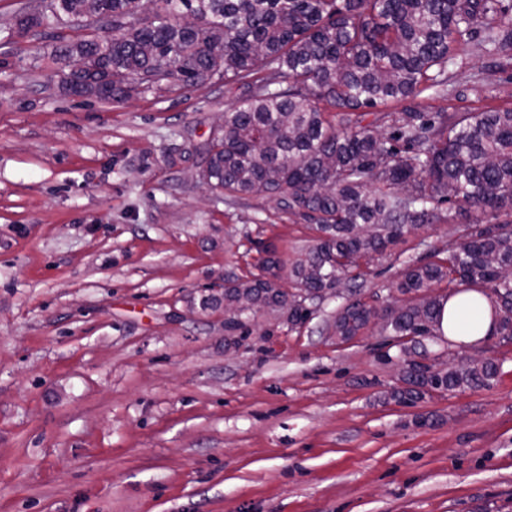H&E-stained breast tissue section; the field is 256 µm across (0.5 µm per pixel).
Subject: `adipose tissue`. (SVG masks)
<instances>
[{
	"label": "adipose tissue",
	"mask_w": 512,
	"mask_h": 512,
	"mask_svg": "<svg viewBox=\"0 0 512 512\" xmlns=\"http://www.w3.org/2000/svg\"><path fill=\"white\" fill-rule=\"evenodd\" d=\"M497 320L485 296L462 292L446 300L442 307L443 337L460 343H474L495 334Z\"/></svg>",
	"instance_id": "adipose-tissue-1"
}]
</instances>
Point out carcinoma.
I'll list each match as a JSON object with an SVG mask.
<instances>
[{
	"label": "carcinoma",
	"instance_id": "cac0c4a2",
	"mask_svg": "<svg viewBox=\"0 0 512 512\" xmlns=\"http://www.w3.org/2000/svg\"><path fill=\"white\" fill-rule=\"evenodd\" d=\"M112 19V39L58 36L59 56L79 57L85 97L121 100L130 92L237 82L240 106L224 113L203 169L205 183L229 196L278 201L317 233L305 258L288 264L265 250L258 274L224 286V310L281 308L292 278L307 299L322 297L345 276L350 288L336 315L343 341L377 319L400 339L410 360L398 398L483 386L497 373L487 363L466 370H420L424 344L403 339L441 335L443 300L482 293L498 316L497 335L512 340V108L482 112L387 114L388 130L364 123L365 108L414 100L450 80L449 67L472 46L503 71L512 65V0H44L25 7L19 31L75 29L73 19ZM197 20L185 23L186 15ZM329 102L331 115L319 106ZM480 216L448 242L441 263L406 266L403 306L379 313L358 295L364 266L402 236L405 226L443 219L442 205Z\"/></svg>",
	"mask_w": 512,
	"mask_h": 512
}]
</instances>
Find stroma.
I'll return each mask as SVG.
<instances>
[{
	"label": "stroma",
	"mask_w": 512,
	"mask_h": 512,
	"mask_svg": "<svg viewBox=\"0 0 512 512\" xmlns=\"http://www.w3.org/2000/svg\"><path fill=\"white\" fill-rule=\"evenodd\" d=\"M30 2L0 0V512H512V342L427 339L498 373L404 404L391 337L336 339L341 298L228 335L227 280L315 239L198 178L242 88L74 97L50 30L10 32ZM459 63L464 97L421 110L512 107V75L471 48ZM480 70L494 96L468 83ZM462 223L404 234L362 300L400 305L406 262L446 258Z\"/></svg>",
	"instance_id": "35a3bbf8"
}]
</instances>
